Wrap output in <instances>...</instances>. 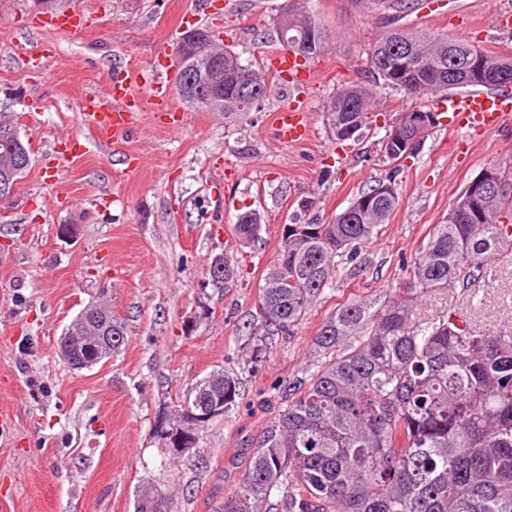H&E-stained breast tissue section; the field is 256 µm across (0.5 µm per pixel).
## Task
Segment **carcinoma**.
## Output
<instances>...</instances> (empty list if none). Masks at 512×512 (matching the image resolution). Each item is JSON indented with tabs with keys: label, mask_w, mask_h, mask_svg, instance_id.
Masks as SVG:
<instances>
[{
	"label": "carcinoma",
	"mask_w": 512,
	"mask_h": 512,
	"mask_svg": "<svg viewBox=\"0 0 512 512\" xmlns=\"http://www.w3.org/2000/svg\"><path fill=\"white\" fill-rule=\"evenodd\" d=\"M308 11H279L278 41L303 42L310 28L320 40L307 58L323 53L333 32L306 0ZM373 9L404 12L409 0H366ZM480 48L446 32L388 30L369 47L366 62L374 79L410 96L446 94L470 87L512 88V55H487L506 80L474 82L463 73L448 88V53L465 58ZM261 98L273 82L251 63ZM376 89L344 81L329 96L324 119L337 141L347 116L357 131L369 128ZM224 118L249 114L245 99L227 94ZM31 151L19 129L0 119V198L23 179ZM391 175L351 199L326 224H301L295 238L282 240L276 262L260 288L264 325L288 333L349 264L399 203L384 195ZM370 201L367 209L359 201ZM261 225H236L238 239L260 238ZM512 245V194L501 196L486 224L435 225L426 243L404 261L402 295L373 291L339 304L323 320L315 354L303 377L288 385L284 408L263 433L259 448L236 489L224 497V512H512V336L481 330L455 312L420 322L414 304L439 289L464 293L479 280H494L492 259ZM217 288L236 277L224 263L209 265ZM224 396V415L240 399L236 375L216 370L197 382L199 401ZM158 489L139 496L135 512H167Z\"/></svg>",
	"instance_id": "cac0c4a2"
}]
</instances>
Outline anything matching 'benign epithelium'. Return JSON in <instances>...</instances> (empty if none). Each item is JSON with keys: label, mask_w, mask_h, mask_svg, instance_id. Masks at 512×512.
<instances>
[{"label": "benign epithelium", "mask_w": 512, "mask_h": 512, "mask_svg": "<svg viewBox=\"0 0 512 512\" xmlns=\"http://www.w3.org/2000/svg\"><path fill=\"white\" fill-rule=\"evenodd\" d=\"M188 52L205 67L208 86L203 88L189 77L181 86L182 95L195 100H205L211 93H218L226 87L237 90L241 95L250 93L252 84L245 70L239 68L233 71L224 70V58L233 56V52L228 45L213 37L211 31L192 29L185 32L174 50V57L178 60ZM464 70L476 82L491 77L483 58L479 56L469 58ZM436 121L434 112L413 114L408 124V136L398 140L401 150L406 153L415 150ZM505 191L507 186L497 178L496 174L487 168L482 170L471 181L468 194L458 198L448 211V220L454 224L459 221L467 224L477 223L485 217L490 198ZM77 324L89 325L96 333L94 347L97 360L100 361L112 353V329L116 327L112 322V308L101 301L86 306L60 337L59 350L62 358L74 369H85L90 367L91 363L87 361L85 349L81 346L83 337L75 335L74 327ZM222 414H224L222 399L214 400L197 411L188 406L180 422L169 424L164 434L171 440L176 438L181 441L182 447L175 449V452L180 453L195 445L194 431L200 425Z\"/></svg>", "instance_id": "7a95c632"}]
</instances>
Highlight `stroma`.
I'll return each mask as SVG.
<instances>
[{"mask_svg": "<svg viewBox=\"0 0 512 512\" xmlns=\"http://www.w3.org/2000/svg\"><path fill=\"white\" fill-rule=\"evenodd\" d=\"M441 17L413 9L400 26L442 31L494 54H512V29L497 27L499 0H446ZM285 0H0V114L30 139L34 160L0 202V404L13 412L0 432V512H135L152 482L169 512H222L264 431L281 409L278 387L302 377L323 319L355 295L398 286L399 262L426 242L434 224L488 163L512 167V121L489 134L434 128L392 173L380 141L418 97L382 88L377 117L361 141L338 143L323 123L343 75L369 83L365 51L390 28L389 12L359 0H316L336 39L316 62L312 138L277 142L269 116L288 98L276 84L260 111L228 123L187 106L182 129L161 113L135 115L121 149L84 137L82 154H55L80 132V96L104 91L117 67L173 61L185 13L224 37L244 60L276 42L273 18ZM90 14L84 32L45 29L61 11ZM47 78L25 68L18 45L39 55ZM395 176L399 203L361 249L356 274L342 273L289 335L266 333L258 314L264 271L274 264L284 224H325L358 192ZM259 210L258 241L241 244L240 214ZM76 223L73 239L59 227ZM238 269L228 287L203 275L214 256ZM124 328L121 348L77 370L59 339L101 293ZM490 333L512 332V246L497 280L468 292L438 290L414 309L424 321L448 309ZM238 376L239 406L209 422L196 448L171 455L161 430L195 384L215 370Z\"/></svg>", "mask_w": 512, "mask_h": 512, "instance_id": "1", "label": "stroma"}]
</instances>
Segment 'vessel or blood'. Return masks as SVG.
I'll return each mask as SVG.
<instances>
[{
  "instance_id": "1",
  "label": "vessel or blood",
  "mask_w": 512,
  "mask_h": 512,
  "mask_svg": "<svg viewBox=\"0 0 512 512\" xmlns=\"http://www.w3.org/2000/svg\"><path fill=\"white\" fill-rule=\"evenodd\" d=\"M89 19L77 12L50 15L46 26L63 30L87 28ZM273 75L294 89L289 104L273 117V129L279 140L294 146L311 136L312 122L306 91L318 77L315 67L288 51L273 52L269 57ZM436 106L447 118L449 130L473 129L484 133L498 130L512 120V90L474 91L437 99ZM145 109L167 113L171 129H178L184 109L173 94L170 76L157 67L136 63L124 65L112 77L106 94L89 92L82 96L78 110L93 136L120 146L129 128L131 113Z\"/></svg>"
}]
</instances>
